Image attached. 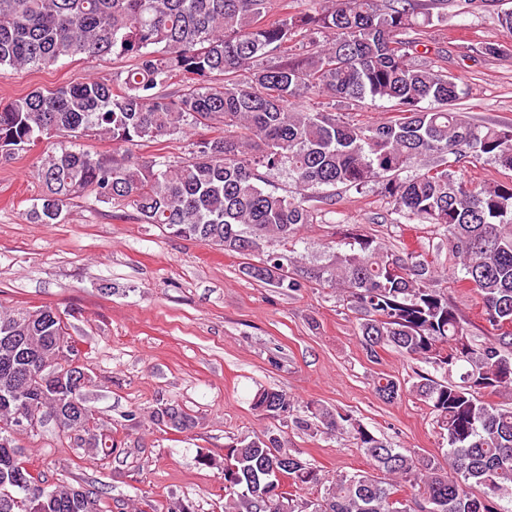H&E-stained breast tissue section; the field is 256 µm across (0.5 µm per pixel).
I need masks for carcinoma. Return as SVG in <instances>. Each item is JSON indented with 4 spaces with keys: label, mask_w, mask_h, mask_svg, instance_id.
Segmentation results:
<instances>
[{
    "label": "carcinoma",
    "mask_w": 512,
    "mask_h": 512,
    "mask_svg": "<svg viewBox=\"0 0 512 512\" xmlns=\"http://www.w3.org/2000/svg\"><path fill=\"white\" fill-rule=\"evenodd\" d=\"M0 0V76L43 69L65 57L115 56L132 61L105 83L87 79L34 90L0 104V154L57 137L60 147L36 164L42 193L28 211L36 224H59L85 193L130 207L142 224L185 240L251 255L268 243L298 241L310 222L307 191L338 184H375L393 203L396 222L425 219L444 228L461 280L483 304L492 339L475 343L448 301L434 267L415 251H393L351 232L350 248L333 247L320 265L294 268L272 251L244 266L251 279L283 291L305 284L338 286L357 315L371 359L387 346L424 362L441 378L419 373L410 392L429 403L448 444L442 457L395 448L349 412L309 403L296 409L283 390L260 389L253 409L313 434L346 435L369 469L325 485L320 470L269 430L225 446L224 492L238 512H512V407L482 399L512 389V178L478 184L456 169L483 158L512 172V126L471 122L457 102L467 88L432 66L411 62L422 44L415 0H312L292 13L284 0ZM309 41L288 56V43ZM277 62L258 65L259 60ZM180 89L168 95L174 85ZM315 90L342 101L386 99L395 115L353 123L332 111L307 112L298 101ZM217 130L190 143L189 157L136 160L130 148L186 137L188 128ZM104 136L122 153L76 150L65 140ZM432 157L412 178L400 173ZM284 172L292 196L267 188ZM47 360L58 349L80 355L56 309L0 313L3 327ZM0 369V442L10 440V403L21 399L44 419L62 422L76 447L114 453L112 435L96 421L85 392L71 414L70 393L48 370L29 391ZM386 403L404 387L390 375L374 380ZM155 421L185 432L194 419L175 406ZM288 458L292 480L281 498L276 470ZM323 489L312 500L304 490ZM409 494L402 495V492ZM98 494L48 483L0 445V512H85Z\"/></svg>",
    "instance_id": "obj_1"
}]
</instances>
